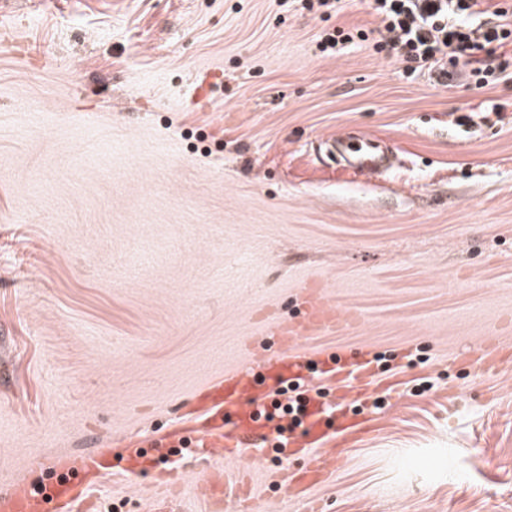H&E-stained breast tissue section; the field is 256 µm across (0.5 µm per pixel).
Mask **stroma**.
Returning <instances> with one entry per match:
<instances>
[{
	"label": "stroma",
	"instance_id": "obj_1",
	"mask_svg": "<svg viewBox=\"0 0 512 512\" xmlns=\"http://www.w3.org/2000/svg\"><path fill=\"white\" fill-rule=\"evenodd\" d=\"M366 0H7L0 7V478L166 432L315 284L356 325L302 336L373 359L375 430L307 499L266 449L261 512H512V79L440 86L323 29ZM502 104L499 112L488 111ZM382 140L379 175L330 135ZM176 512H204L181 457ZM158 476H115L93 512H150ZM374 32L375 30H370L369 32L356 30V34H354L351 31H345L337 27L332 31L324 30L322 34L318 36L317 49L323 56L336 55L349 44L357 43L355 39H358L360 42L369 41V34H373Z\"/></svg>",
	"mask_w": 512,
	"mask_h": 512
}]
</instances>
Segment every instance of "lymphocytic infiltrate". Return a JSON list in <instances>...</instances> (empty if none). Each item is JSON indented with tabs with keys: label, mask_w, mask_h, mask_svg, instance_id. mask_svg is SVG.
<instances>
[{
	"label": "lymphocytic infiltrate",
	"mask_w": 512,
	"mask_h": 512,
	"mask_svg": "<svg viewBox=\"0 0 512 512\" xmlns=\"http://www.w3.org/2000/svg\"><path fill=\"white\" fill-rule=\"evenodd\" d=\"M369 7L379 20L378 39L363 30H326L319 52L332 56L369 40L407 73H429L445 86L482 89L512 75V6L504 0H369Z\"/></svg>",
	"instance_id": "1"
}]
</instances>
